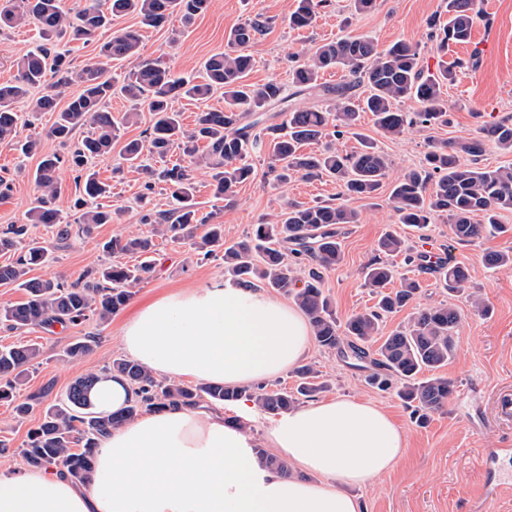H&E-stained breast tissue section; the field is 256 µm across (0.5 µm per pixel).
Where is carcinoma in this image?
<instances>
[{
	"label": "carcinoma",
	"instance_id": "1",
	"mask_svg": "<svg viewBox=\"0 0 512 512\" xmlns=\"http://www.w3.org/2000/svg\"><path fill=\"white\" fill-rule=\"evenodd\" d=\"M326 0H298L288 18L293 29L313 26L317 9ZM448 21L433 22L431 37L438 41L437 50L448 52L450 45L470 42L475 19L479 16L478 0H446ZM208 7V0H85L83 7L70 15L61 0H0V25L13 28L34 20L41 28L46 44L28 51L18 63L15 82L0 85V141L16 143L27 156L34 142L18 141L19 116L14 104L34 88H45L37 101V111L55 112L57 116L49 136L65 145L75 133L90 127L85 136L65 155H44L34 179L41 196L27 211V223L12 224L0 233V252H15L16 258L0 266V288H23L28 299L0 309V322L11 328L26 326L52 327L77 324L93 316L106 321L121 310L133 295V288L143 275L152 270L148 254L154 244L150 237L114 238L103 244L112 253L140 254L144 261L130 268L119 263L83 275L85 283L67 285L55 277L30 279L31 267L46 262L47 249L38 241H25L30 224H56L58 236H71L70 225L62 224L54 207L60 186L57 171L67 166L83 180V191L73 207L80 212L79 232L87 235L96 224L112 223L109 185L88 169L90 159L112 151V142L121 127L138 116L127 112L121 119L112 116L106 102L118 92L143 104L153 115L146 139H131L123 146L124 159L134 165L144 151L160 157L176 147L185 163L165 168L160 180L166 185L174 208L169 212L147 213L141 223L157 225V231L174 240H192L198 251L209 256L223 253L224 269L238 283L250 288L263 281L292 295L308 317L319 345L356 361L357 368L368 371L364 382L380 391H392L411 409L417 423L424 425L430 417L448 405L455 385L436 371L448 364L455 352L456 332L461 315L455 306L439 303L415 313L401 329L379 336L383 320L406 306L419 292L420 283L407 278L400 288L379 293L377 304L356 313L341 324L331 310L329 297L321 288L322 271L342 258L339 237L342 226L355 224L359 212L356 201L378 194L389 168V158L377 144L355 132L360 148L342 153L329 142L322 150L304 153L309 141L354 132L360 113L369 112L385 136L395 137L416 126L429 127L448 123V104L443 85L455 77L458 61L442 62L439 75H424L416 45L400 40L385 49L370 36L347 37L316 45L290 67L293 95H308L333 102L335 113L318 108L291 109L280 126L266 127L279 181L286 183L294 175L306 178L323 174L336 178L341 187L338 202L312 206L290 202L272 222L257 224L250 235L236 244L224 246V225L213 223L214 216H201L195 207V172L209 169L211 186L217 198L231 197L236 188L249 181L253 169L246 161L249 151L261 146L254 133L260 123L257 113L287 102L284 87L269 81L262 85L246 82L254 67L246 47L266 28L267 21L255 17L235 29L228 49L209 57L204 63L205 77L199 82L174 76L160 63H146L135 72L118 79L105 75L102 60H121L136 55L139 34L121 30L98 46V61L80 72L71 68L67 57L55 50L54 40L68 37L87 40L96 31L112 25V18L135 13L150 27L163 25L179 12L185 23ZM340 68L346 80L336 86L321 82L322 74ZM54 82L47 83V77ZM82 89L58 108L63 89L73 82ZM366 84L369 94L355 99L354 90ZM224 90L225 107L197 114L194 127L184 128L175 102L182 98L203 100L214 91ZM414 100L419 109L404 112L399 104ZM333 131H328V127ZM203 141L207 153L197 155V143ZM512 152V121L505 119L484 126L479 135L441 144H431L422 164L406 172L392 186L390 197L398 222L412 227L431 223L434 215H447L453 238L470 242L501 229L498 214L512 210V168L480 167L488 146ZM206 227L198 234L200 227ZM378 250L383 257L373 260L365 271L367 284L385 288L394 279V266L387 260L404 251V241L393 233L385 234ZM406 260L432 269L448 290L460 293L471 279L470 269L462 264L431 262L426 256L409 255ZM308 263L307 275L299 278L295 266ZM41 351L35 345L12 346L0 350V400L16 403L20 417L29 415L32 404L17 401L29 368L37 364ZM110 375L125 378L133 391L131 403L110 414L91 409L89 393L99 380L96 373L77 377L66 389L64 399L48 407L36 428L28 433L21 455L31 468L59 466L75 482L87 480L92 470L99 438L147 411L169 405L196 406L207 400L215 405L248 397L262 412L279 415L296 408L304 398H313L327 388L320 371L301 365L296 371L298 383L291 390L268 391L262 386L230 388L202 384L196 388L175 382H163L144 366L127 359H117L106 369ZM259 463L285 476L292 474L288 461L264 448H255Z\"/></svg>",
	"mask_w": 512,
	"mask_h": 512
}]
</instances>
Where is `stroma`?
I'll return each instance as SVG.
<instances>
[{"label":"stroma","mask_w":512,"mask_h":512,"mask_svg":"<svg viewBox=\"0 0 512 512\" xmlns=\"http://www.w3.org/2000/svg\"><path fill=\"white\" fill-rule=\"evenodd\" d=\"M295 0H209L207 9L191 24L172 16L161 27H147L138 15L114 18L109 28L99 30L87 42L59 40L57 51L66 53L74 70H82L94 61L100 43L113 32L132 29L139 33L138 56L107 64L108 74L123 77L143 63L159 61L182 75H199L203 62L224 52L231 31L255 16L268 21L266 30L247 47L255 59L248 82L264 84L289 81L292 57L313 45L337 37L368 35L379 47L406 39L418 44L425 73L434 74L442 57L429 38L431 20H446V0H377L374 11L359 14L352 0H326L320 7L312 28H289L287 18ZM40 37L35 25L0 29V83L13 80L19 59ZM449 58L476 59V67L458 69L456 80L444 89L448 101L449 122L431 128H415L397 137L384 136L370 113H362L357 135H344L336 146L342 151L358 149V135L374 140L388 156L391 165L378 194L357 202L359 221L345 227L341 238V262L323 273V289L329 295L338 321L372 306V288L364 283L366 266L378 255L379 239L388 232L402 237L412 253L423 252L426 244L440 247L448 261L470 267V293H476L487 305V312L477 311L468 295H448L433 276L418 274L394 257L397 278L419 277L422 288L417 297L401 311L391 315L382 327L390 333L404 326L414 313L429 305L450 302L461 312L456 349L444 376L453 380L456 391L448 407L423 427L417 426L402 403L394 396L368 387L363 374L339 358L335 352L311 344L307 363L327 374V397L357 396L380 406L401 426L407 447L395 468L374 484L355 489L362 512H512V486L502 488L493 500H485L486 477L482 458L486 449L512 446V414H503L502 400L512 395V266L486 269L482 257L490 251L512 253V211L499 214L503 233L460 244L450 232L447 216L435 217L425 230L399 224L390 198L393 183L409 169L419 166L429 144L478 135L482 125L512 119V0H481V15L475 21L469 43L451 46ZM26 124L21 138L36 141L37 148L26 158H19L11 144L0 142V177L9 181L8 196L0 197V230L25 221L40 191L34 172L43 155L65 153V146L48 137L55 115L34 111L31 101L17 106ZM152 124L150 112H140L135 124L126 126L120 139L114 140L109 154L96 158L93 168L100 181L110 185L112 208L117 215L112 223L93 228L91 235L58 240L56 227L36 224L30 235L51 250L52 261L37 266L29 278L57 277L66 283L81 279L86 271L108 263L136 266L140 257L110 254L103 243L115 237L148 235L151 225L141 223L144 213L167 210L169 202L162 190L146 193L147 169H161L160 160L144 156V170L128 167L122 159L126 141L144 138ZM253 178L240 185L234 196L215 198L208 170H199L195 202L200 213L213 214L215 223L224 227V241L233 244L250 232L254 225L268 221L290 201L311 206L335 201L340 188L329 177L305 179L293 176L288 183L275 180L270 150L253 151L248 156ZM224 260L198 255L190 242L170 238L156 241L154 269L134 289L130 301L107 321L97 318L54 328H9L0 324V348L34 344L42 355L39 365L29 370L20 388L21 397L38 396L30 416L17 417L13 407L0 402V440L8 449L0 453V466L23 467L20 455L28 431L35 427L45 408L62 398L68 385L89 372L104 374L113 360L123 358L120 332L139 306L164 294L203 285L223 275ZM94 337L92 351L79 358H68L66 349L76 338Z\"/></svg>","instance_id":"obj_1"}]
</instances>
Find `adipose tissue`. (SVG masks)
I'll return each mask as SVG.
<instances>
[{
	"instance_id": "1",
	"label": "adipose tissue",
	"mask_w": 512,
	"mask_h": 512,
	"mask_svg": "<svg viewBox=\"0 0 512 512\" xmlns=\"http://www.w3.org/2000/svg\"><path fill=\"white\" fill-rule=\"evenodd\" d=\"M312 327L295 305L217 277L147 303L121 329L123 350L154 375L250 387L285 374L307 353ZM239 425L205 406L173 405L99 440L85 483L60 468L0 472V512H360L351 490L389 472L402 429L371 402H312L279 417L265 445L288 460L262 467L241 399Z\"/></svg>"
}]
</instances>
